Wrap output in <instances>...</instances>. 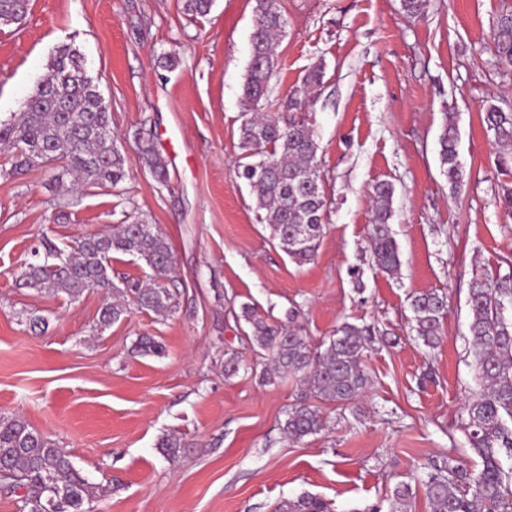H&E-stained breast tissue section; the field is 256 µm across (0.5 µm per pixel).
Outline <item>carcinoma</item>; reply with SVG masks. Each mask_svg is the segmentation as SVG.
<instances>
[{
	"instance_id": "carcinoma-1",
	"label": "carcinoma",
	"mask_w": 512,
	"mask_h": 512,
	"mask_svg": "<svg viewBox=\"0 0 512 512\" xmlns=\"http://www.w3.org/2000/svg\"><path fill=\"white\" fill-rule=\"evenodd\" d=\"M29 0H0V26L20 24ZM215 0H185L184 10L203 17ZM251 55L242 89L248 118L242 123L238 177L250 188L256 209L283 251L301 264L312 259L326 223L328 200L323 187L318 143L308 124L293 119L281 126L264 112L269 83L277 67L276 41L286 33L288 20L278 0H255ZM492 48L497 60L512 67V13L502 15L494 28ZM324 65L311 67L284 102L288 110L304 111L308 99L324 78ZM484 123L496 143L512 147V111L489 105ZM112 114L88 75L82 54L62 45L50 57L46 73L23 104V110L0 120V146L12 152V171L45 169L57 186L66 188H118L127 177L118 140L108 133ZM135 143L145 167L160 183L168 178V165L155 150L151 131L140 128ZM456 116L448 114L439 136V157L444 175L456 187L463 174L458 160ZM394 188L379 183L373 189L370 247L376 266L395 272L401 265L398 244L388 221ZM34 250L35 261L19 275V286L38 293H64L75 299L91 288L112 289V301L100 310L97 331L123 319L130 306L155 313L172 312L174 293L168 288L174 267L167 239L152 224H118L89 234L74 246L60 248L50 240ZM115 253L134 256L151 270L146 284L120 288L112 283V266L104 259ZM501 263L508 272L474 280L468 296L471 313L470 349L480 393L464 407L463 431L481 468L471 472L452 458L444 472L424 481L434 512H512V257ZM447 297L427 292L413 297L411 309L417 339L435 348L442 338ZM253 343L271 354L264 369L267 381L301 373L314 397L348 405L368 384L364 353L371 336L368 325L343 323L324 349L312 350L292 327L273 325L243 308ZM324 420L319 406L302 402L287 414L282 425L291 441L320 432ZM158 447L169 459L184 447L174 434H166ZM0 467L12 477L0 481L9 493L23 491L20 512H89L86 505L99 497V487L74 466L53 440L36 431L19 415L0 414ZM276 512H331L321 498L303 494L281 501Z\"/></svg>"
}]
</instances>
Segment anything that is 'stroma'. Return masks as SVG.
I'll list each match as a JSON object with an SVG mask.
<instances>
[{"label":"stroma","mask_w":512,"mask_h":512,"mask_svg":"<svg viewBox=\"0 0 512 512\" xmlns=\"http://www.w3.org/2000/svg\"><path fill=\"white\" fill-rule=\"evenodd\" d=\"M183 3L30 0L20 26L0 27V118L21 111L57 47H76L129 172L120 188L70 193L43 169L11 173L0 151V414L21 415L103 488L92 512H275L303 493L334 512H433L422 485L431 464L480 467L461 427L479 390L467 297L476 277L512 255V214L499 201L512 161L501 164L483 123L488 105L512 109V67L491 47L512 0H427L418 18L401 0H278L288 28L270 99L325 66L305 117L330 208L302 265L236 175L255 2L215 0L198 19ZM448 113L463 164L455 188L439 159ZM144 122L168 162L167 184L132 137ZM381 182L394 187L389 224L401 266L392 274L368 247ZM136 220L171 247L174 313L135 308L98 335L106 291L72 299L19 287L42 240L71 245ZM426 291L448 298L434 349L411 330V298ZM246 306L292 323L314 346L342 323L371 326L362 397L321 404L324 429L289 441L282 425L307 389L293 375L262 384L266 361L248 341ZM32 314L49 317L45 334L30 332ZM143 335L162 353H137ZM229 354L239 360L232 375ZM168 433L185 444L173 461L158 447ZM401 484L409 496L395 497Z\"/></svg>","instance_id":"obj_1"}]
</instances>
